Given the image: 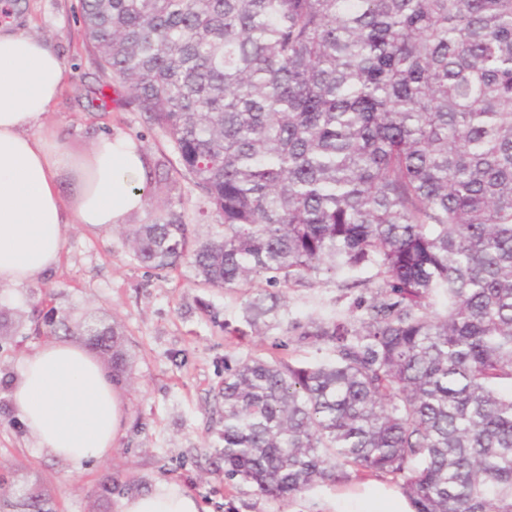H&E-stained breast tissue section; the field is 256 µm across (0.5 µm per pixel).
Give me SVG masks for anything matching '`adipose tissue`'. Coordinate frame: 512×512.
Masks as SVG:
<instances>
[{
    "label": "adipose tissue",
    "instance_id": "obj_1",
    "mask_svg": "<svg viewBox=\"0 0 512 512\" xmlns=\"http://www.w3.org/2000/svg\"><path fill=\"white\" fill-rule=\"evenodd\" d=\"M67 70L45 39L0 24V288L38 283L60 263L67 232L111 231L141 212L146 159L125 136L98 135L68 150L45 124ZM16 414L38 447L74 470L109 457L123 425L120 401L101 364L58 340L25 357L11 383ZM358 512H413L401 491L367 480ZM118 512H200L194 497L162 482L123 498Z\"/></svg>",
    "mask_w": 512,
    "mask_h": 512
}]
</instances>
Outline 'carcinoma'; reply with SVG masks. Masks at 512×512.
Masks as SVG:
<instances>
[{"label": "carcinoma", "instance_id": "carcinoma-1", "mask_svg": "<svg viewBox=\"0 0 512 512\" xmlns=\"http://www.w3.org/2000/svg\"><path fill=\"white\" fill-rule=\"evenodd\" d=\"M99 67L224 231L173 206L133 258L188 262L278 323L286 289L368 270L326 356L226 369L224 477L286 501L369 476L413 512H512V0H79ZM86 335L124 377L122 329Z\"/></svg>", "mask_w": 512, "mask_h": 512}]
</instances>
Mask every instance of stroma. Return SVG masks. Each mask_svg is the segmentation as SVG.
<instances>
[{
  "instance_id": "stroma-1",
  "label": "stroma",
  "mask_w": 512,
  "mask_h": 512,
  "mask_svg": "<svg viewBox=\"0 0 512 512\" xmlns=\"http://www.w3.org/2000/svg\"><path fill=\"white\" fill-rule=\"evenodd\" d=\"M15 6L25 33L48 40L67 68V84L45 117L62 143L80 152L99 134H121L139 144L147 163L169 153L159 128L99 68L85 40L78 0H16ZM144 195L146 206L132 223H144L169 202L183 214L194 241L220 231L205 199L187 181L173 187L154 183ZM365 293L333 281L295 287L287 293L279 326L259 336H234L230 330L240 325L245 302L241 291L201 285L186 263L168 271L144 266L132 258L121 228H73L59 266L46 279L0 288V306L15 322L11 335L0 336V512H17L15 503L26 492L45 500L48 512H116L121 498L149 492L163 480L191 493L200 512H322L324 500L337 499L336 488H317L285 505L225 481L218 393L225 366L240 357L316 358L315 347L291 344L292 323L349 314L353 300ZM51 310L67 316L74 327L67 340L80 347L89 344L81 325L118 323L129 359V375L116 385L125 417L119 443L109 458L78 472L37 448L9 397L22 358L54 339L44 319ZM106 484L111 493H103ZM337 501L340 512H354V499Z\"/></svg>"
}]
</instances>
